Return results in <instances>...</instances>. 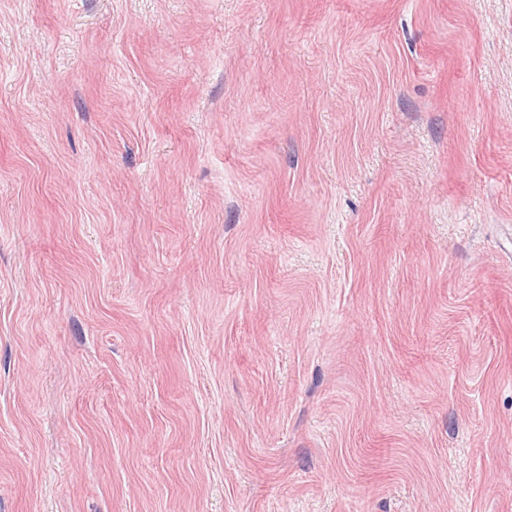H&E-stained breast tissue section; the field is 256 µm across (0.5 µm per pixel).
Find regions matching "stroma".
Segmentation results:
<instances>
[{"label": "stroma", "instance_id": "obj_1", "mask_svg": "<svg viewBox=\"0 0 512 512\" xmlns=\"http://www.w3.org/2000/svg\"><path fill=\"white\" fill-rule=\"evenodd\" d=\"M0 512H512V0H0Z\"/></svg>", "mask_w": 512, "mask_h": 512}]
</instances>
